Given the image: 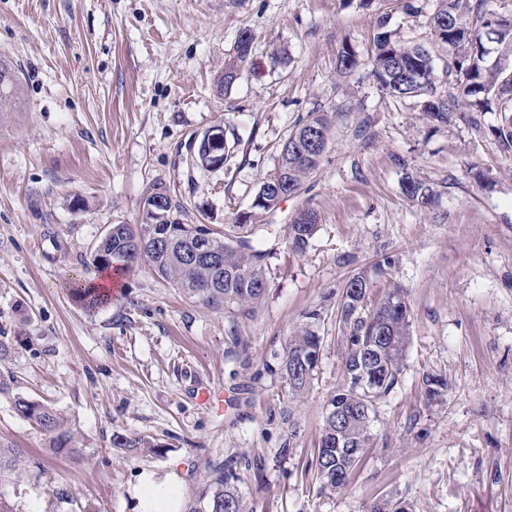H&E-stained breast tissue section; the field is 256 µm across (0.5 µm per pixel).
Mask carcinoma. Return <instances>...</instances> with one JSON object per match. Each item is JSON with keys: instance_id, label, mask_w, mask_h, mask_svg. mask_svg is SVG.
<instances>
[{"instance_id": "obj_1", "label": "carcinoma", "mask_w": 512, "mask_h": 512, "mask_svg": "<svg viewBox=\"0 0 512 512\" xmlns=\"http://www.w3.org/2000/svg\"><path fill=\"white\" fill-rule=\"evenodd\" d=\"M471 0H438L429 21L432 46L448 50V73L454 75V93L444 99L437 95L438 74L431 46L405 42L389 28L388 17L378 20L368 63L371 74L383 91L399 99L421 100L423 112L432 122L446 123L454 109L468 112L497 110L506 114L504 123L491 129L503 150L512 151V71L492 70L486 65L488 54L485 35L493 12L476 6ZM496 42L512 46V17L502 16L496 28ZM252 47L237 43L235 55L224 63V73L215 82L216 91L225 94L232 88L229 77L243 73ZM357 65L355 51L341 52L336 72L348 75ZM18 69L12 60L0 56V103H12L20 109L22 89ZM333 112H312L304 123L291 132L282 144L275 172L261 183L251 208L274 211L282 202L278 191L297 193L304 179L321 167L332 127ZM406 195L423 205L432 202L434 191L413 176L406 177ZM240 220L224 225V230L209 229V249L220 256V263L207 258L189 259L198 236L193 224H173L168 219L143 208L138 224H114L111 232L98 243L92 264L122 269L146 262L162 279L189 298L209 307H223L246 316L249 305L262 298L269 283L260 264L261 255L246 236ZM317 230L315 213L301 211L288 225L289 245L304 250ZM214 283L217 288L207 289ZM369 279L365 275L350 277L343 286L337 306V321L346 344L344 373L346 387L329 401L318 448L307 466L314 469L321 491L334 493L342 489L349 474L362 462L368 446L375 404L398 383L409 335V307L402 289L389 291L374 308L365 299ZM70 290L93 310L105 300L78 278ZM322 311L308 313L307 322L290 336L281 361L288 393L294 395L310 385L321 357L323 338L316 332ZM427 399L433 400L447 390V383L434 376L422 378ZM19 411L49 436L52 448L65 450L72 443L71 431L63 419L46 404L17 402ZM20 448L0 446V478L14 471L21 457ZM236 462L232 459L213 467L207 491L189 504L188 512H242V496L236 482ZM371 512H410L407 504L387 497L379 500Z\"/></svg>"}]
</instances>
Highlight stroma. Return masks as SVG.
Here are the masks:
<instances>
[{
	"label": "stroma",
	"instance_id": "1",
	"mask_svg": "<svg viewBox=\"0 0 512 512\" xmlns=\"http://www.w3.org/2000/svg\"><path fill=\"white\" fill-rule=\"evenodd\" d=\"M437 3L0 0V55L24 89L23 111L0 114V374L11 381L0 444L25 451L0 499L16 512H139L133 489L150 473L181 485L188 504L233 458L245 512H369L387 496L412 512H512V152L491 133L502 115L429 122L418 100L381 91L366 63L382 13L404 40L425 41ZM245 31L253 69L218 94ZM273 42L288 51L276 66ZM346 46L359 65L342 78ZM318 111L335 115L321 169L252 218L269 278L252 313L188 299L145 264L93 312L66 290L94 274L111 225L140 223L155 185L171 219L186 209L196 224L234 223ZM216 126L223 167L190 166L185 143ZM409 174L432 187L431 204L407 197ZM308 208L318 230L297 253L286 226ZM385 254L394 266L374 275ZM357 273L369 304L404 289L410 339L364 462L329 495L306 465L345 382L336 304ZM317 307L322 356L292 398L281 358ZM427 375L447 380L443 396L426 400ZM19 398L54 408L72 451L51 450ZM116 432L148 445L113 447Z\"/></svg>",
	"mask_w": 512,
	"mask_h": 512
}]
</instances>
